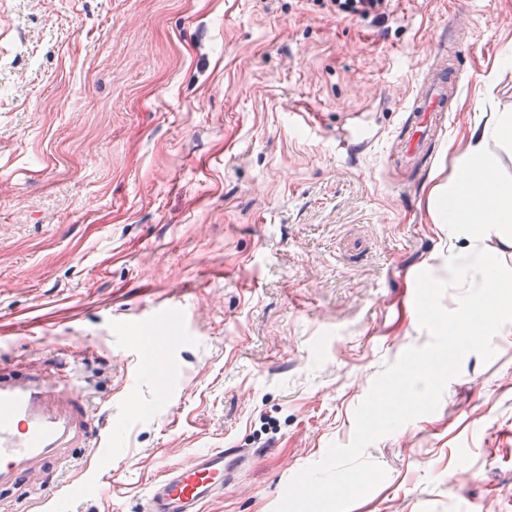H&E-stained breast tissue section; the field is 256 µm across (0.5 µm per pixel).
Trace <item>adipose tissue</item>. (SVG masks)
Instances as JSON below:
<instances>
[{"instance_id":"1","label":"adipose tissue","mask_w":512,"mask_h":512,"mask_svg":"<svg viewBox=\"0 0 512 512\" xmlns=\"http://www.w3.org/2000/svg\"><path fill=\"white\" fill-rule=\"evenodd\" d=\"M456 147L454 175L429 192L434 223L448 227V285L463 291L438 323L454 354L467 352L471 337L493 336L512 325V275L499 251L512 247V182L499 178L496 155L512 149V113H475Z\"/></svg>"}]
</instances>
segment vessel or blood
I'll list each match as a JSON object with an SVG mask.
<instances>
[{"mask_svg":"<svg viewBox=\"0 0 512 512\" xmlns=\"http://www.w3.org/2000/svg\"><path fill=\"white\" fill-rule=\"evenodd\" d=\"M461 75L462 62L456 58L435 68L417 87L399 128L405 162L431 153ZM76 438L93 447L97 460L112 453V423L101 417L88 392L59 377L0 379V486L47 483L41 462ZM232 454L229 448L206 449L166 469L150 486L141 512H201L204 504L223 492ZM103 480V470H91L81 484L59 488L55 500L99 493Z\"/></svg>","mask_w":512,"mask_h":512,"instance_id":"vessel-or-blood-1","label":"vessel or blood"}]
</instances>
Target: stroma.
Wrapping results in <instances>:
<instances>
[{
    "instance_id": "stroma-1",
    "label": "stroma",
    "mask_w": 512,
    "mask_h": 512,
    "mask_svg": "<svg viewBox=\"0 0 512 512\" xmlns=\"http://www.w3.org/2000/svg\"><path fill=\"white\" fill-rule=\"evenodd\" d=\"M452 42L446 127L396 165ZM510 48L512 0H392L376 25L315 0H0V375L66 362L116 425L117 480L66 512H139L207 448L246 460L204 512H272L351 441L376 376L430 341L428 180L474 113H512ZM357 127L376 140L337 148ZM493 344L368 448L387 477L352 512H512V327Z\"/></svg>"
}]
</instances>
